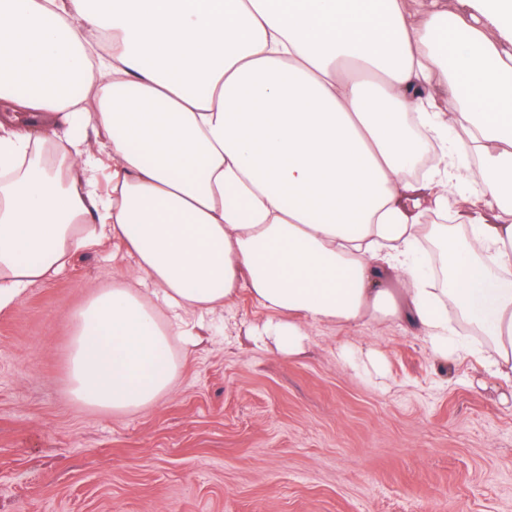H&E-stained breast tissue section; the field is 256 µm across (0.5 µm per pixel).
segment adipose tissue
Listing matches in <instances>:
<instances>
[{
  "instance_id": "1",
  "label": "adipose tissue",
  "mask_w": 512,
  "mask_h": 512,
  "mask_svg": "<svg viewBox=\"0 0 512 512\" xmlns=\"http://www.w3.org/2000/svg\"><path fill=\"white\" fill-rule=\"evenodd\" d=\"M106 243L80 405L157 403L244 290L282 353L392 322L445 370L473 331L512 384V0H0V312Z\"/></svg>"
}]
</instances>
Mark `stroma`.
<instances>
[{"mask_svg": "<svg viewBox=\"0 0 512 512\" xmlns=\"http://www.w3.org/2000/svg\"><path fill=\"white\" fill-rule=\"evenodd\" d=\"M103 245L0 313V512H512V387L436 365L387 322L321 327L290 357L249 335L248 293L157 406L69 401L71 313L131 270ZM378 349L354 368L343 347Z\"/></svg>", "mask_w": 512, "mask_h": 512, "instance_id": "1", "label": "stroma"}]
</instances>
